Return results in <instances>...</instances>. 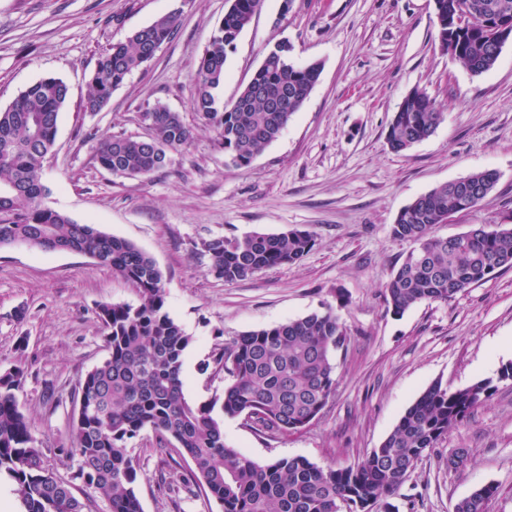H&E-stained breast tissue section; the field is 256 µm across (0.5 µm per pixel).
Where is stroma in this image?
I'll list each match as a JSON object with an SVG mask.
<instances>
[{
	"label": "stroma",
	"instance_id": "stroma-1",
	"mask_svg": "<svg viewBox=\"0 0 512 512\" xmlns=\"http://www.w3.org/2000/svg\"><path fill=\"white\" fill-rule=\"evenodd\" d=\"M227 7V0H0V107L46 76L69 87L43 164L45 205L135 244L156 263L166 309L191 338L182 376L192 403L222 395L224 375L211 361L225 343L333 305L347 336L335 356L336 391L320 417L287 435L228 418L226 444L261 463L303 456L321 467L351 466L432 383L455 390L488 379L490 398L428 451L391 501L399 512H454L473 490L494 485L488 512H512V380L498 378L512 364V269L400 316L384 295L412 248L393 237L396 217L434 187L496 171L484 201L434 232L512 226V40L490 71L474 75L442 50L434 0H294L287 10L282 0H264L227 56L224 103L283 39L296 65L318 61L322 72L278 139L239 168L191 107L196 64ZM166 15L178 26L154 59L101 112L82 111L101 53ZM416 89L442 118L430 136L396 154L387 127ZM158 101L193 124L191 145L170 153L148 181L102 169L98 138L145 135L140 115ZM295 227L316 238L298 263L233 282L210 274L204 241ZM137 302L129 283L88 256L0 248V366L24 368L18 397L35 445L89 512H108V504L76 478L65 455L72 394L106 355L100 307ZM461 448L470 462L449 468V454ZM131 453L143 512H221L190 482L188 458L173 447L159 451L152 431L132 441Z\"/></svg>",
	"mask_w": 512,
	"mask_h": 512
}]
</instances>
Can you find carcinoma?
I'll list each match as a JSON object with an SVG mask.
<instances>
[{"label":"carcinoma","instance_id":"obj_1","mask_svg":"<svg viewBox=\"0 0 512 512\" xmlns=\"http://www.w3.org/2000/svg\"><path fill=\"white\" fill-rule=\"evenodd\" d=\"M264 0H229L224 18L194 74L192 110L212 128L224 157L247 167L287 127L319 80L322 66H296L292 46L277 43L253 78L227 107L220 97L228 51L258 13ZM440 46L474 75L496 64L504 39L489 18L512 22V0H434ZM168 15L112 44L88 81L84 111L100 112L112 91L147 65L174 33ZM68 87L44 77L0 108V247L26 243L44 250H68L95 259L131 284L138 305H103L98 316L106 330V357L79 381L71 448L76 477L109 503L110 512H142L138 469L129 444L153 431L164 447L180 448L199 481L222 512H398L388 501L434 448L491 395L481 380L450 391L432 383L406 410L379 447L355 466L326 469L295 456L261 464L227 445L221 416L243 417L263 433H295L318 418L336 390V352L346 331L335 310L251 330L224 344L214 362L224 373V393L203 404L183 391V357L190 344L166 310L163 277L155 262L133 243L91 224H79L43 204V162L52 151L59 112ZM142 115L148 136L111 135L96 149L99 165L115 176L148 180L168 154L186 148L192 128L178 112L157 101ZM441 119L422 91L410 92L391 119L386 141L395 153L428 137ZM497 173L474 172L436 186L405 206L393 225L395 237L415 247L385 286L387 307L403 314L422 302H446L491 273L512 268V227L474 224L450 237L432 234L457 213L476 207L479 185L493 189ZM315 245L314 234L290 229L252 233L241 239L202 243L209 271L226 282L264 268L299 262ZM25 371H0V471L17 485L24 512H87L69 482L47 468L33 445L31 423L17 394ZM496 489L486 485L455 505V512H487Z\"/></svg>","mask_w":512,"mask_h":512}]
</instances>
